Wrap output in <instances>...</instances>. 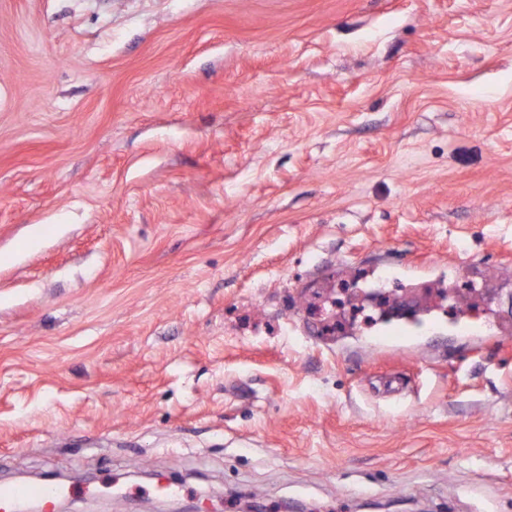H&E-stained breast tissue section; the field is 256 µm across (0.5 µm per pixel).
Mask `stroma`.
<instances>
[{"label": "stroma", "instance_id": "35a3bbf8", "mask_svg": "<svg viewBox=\"0 0 512 512\" xmlns=\"http://www.w3.org/2000/svg\"><path fill=\"white\" fill-rule=\"evenodd\" d=\"M360 273L377 332L315 334ZM47 471L512 512V0H0V484ZM359 280L348 281L333 277L330 285L309 308V314L313 315L316 321L321 325L322 333L325 336H331L339 333L342 329V321L337 319V315L346 312L348 322L359 323L365 327H373L377 324L384 314L386 303V291L384 288H376L371 284H365L359 287L365 295H374L375 303L371 306H365L363 303L353 306L349 303V293L351 288H358ZM369 288V291L365 289ZM345 316V317H346Z\"/></svg>", "mask_w": 512, "mask_h": 512}]
</instances>
